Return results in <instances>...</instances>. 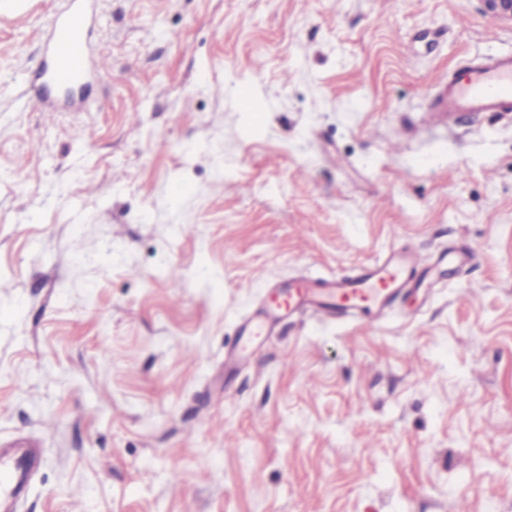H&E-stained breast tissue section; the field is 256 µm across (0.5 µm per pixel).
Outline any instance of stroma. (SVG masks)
Instances as JSON below:
<instances>
[{"mask_svg":"<svg viewBox=\"0 0 512 512\" xmlns=\"http://www.w3.org/2000/svg\"><path fill=\"white\" fill-rule=\"evenodd\" d=\"M64 0L0 8V442L21 512H512V114L437 79L512 52L480 0H97L94 73L22 81ZM474 250L416 315L300 317L234 370L267 288ZM41 464L42 449L27 440L0 445V512H20Z\"/></svg>","mask_w":512,"mask_h":512,"instance_id":"1","label":"stroma"}]
</instances>
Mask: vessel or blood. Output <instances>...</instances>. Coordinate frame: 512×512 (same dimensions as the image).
Wrapping results in <instances>:
<instances>
[{"instance_id": "vessel-or-blood-1", "label": "vessel or blood", "mask_w": 512, "mask_h": 512, "mask_svg": "<svg viewBox=\"0 0 512 512\" xmlns=\"http://www.w3.org/2000/svg\"><path fill=\"white\" fill-rule=\"evenodd\" d=\"M88 22V0H69L67 8L53 17L37 70L42 88L70 92L83 86L92 71ZM430 109L447 113L452 121L484 112L511 113L512 52L473 61L464 77L441 82ZM428 272L421 254L405 247L349 276L278 283L240 325L237 346L253 347L280 321L294 316H350L377 325L397 299L419 288ZM41 464V449L29 441L0 445V512H20Z\"/></svg>"}]
</instances>
